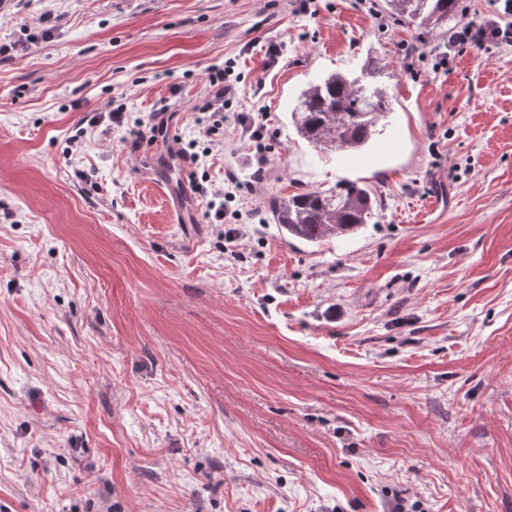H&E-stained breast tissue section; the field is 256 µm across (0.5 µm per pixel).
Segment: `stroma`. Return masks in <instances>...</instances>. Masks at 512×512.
<instances>
[{
  "label": "stroma",
  "instance_id": "stroma-1",
  "mask_svg": "<svg viewBox=\"0 0 512 512\" xmlns=\"http://www.w3.org/2000/svg\"><path fill=\"white\" fill-rule=\"evenodd\" d=\"M0 44V512H512V45L434 70L383 0H13ZM371 55L392 110L350 166L290 111ZM229 59L224 150L182 165ZM120 105L153 137L65 156ZM346 181L358 234L272 224ZM232 183L233 179L228 178L227 189L225 184L224 189H217L213 192L215 199L220 200L218 205H216V203L211 204V210H214L213 218L216 222L213 223L215 224L224 223V218H226L229 210V204L234 203L237 200L236 194L230 190L233 189L231 186ZM378 206L373 190L346 182L336 190H303L269 204L271 218L288 237L316 244L326 237L356 234Z\"/></svg>",
  "mask_w": 512,
  "mask_h": 512
}]
</instances>
